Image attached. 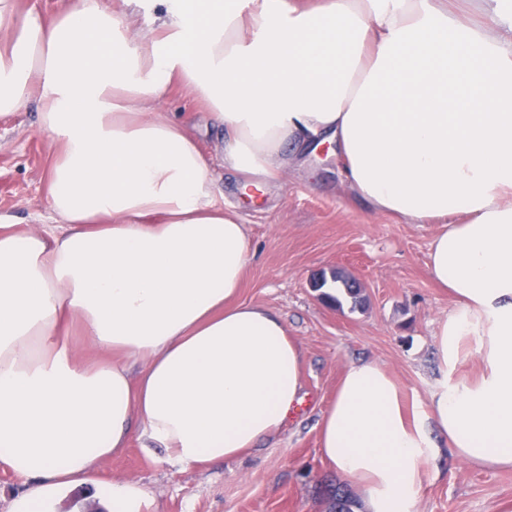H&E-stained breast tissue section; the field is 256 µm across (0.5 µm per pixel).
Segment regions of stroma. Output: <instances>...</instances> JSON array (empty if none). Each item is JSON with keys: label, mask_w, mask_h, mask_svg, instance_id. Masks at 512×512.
<instances>
[{"label": "stroma", "mask_w": 512, "mask_h": 512, "mask_svg": "<svg viewBox=\"0 0 512 512\" xmlns=\"http://www.w3.org/2000/svg\"><path fill=\"white\" fill-rule=\"evenodd\" d=\"M155 109L194 131L216 160L224 128L201 98L175 83ZM50 151L37 101L0 119V216L14 230L44 229ZM215 177L225 211L247 226L250 258L238 299L280 317L302 346V401L275 436L239 458L185 466L137 430L101 471L143 488L150 512H328L323 489L343 477L320 451L318 423L346 368L381 365L406 403L420 408L444 381L434 336L455 303L428 268L439 227L407 224L354 199L327 143L270 182L254 204L244 201L232 169L216 168ZM334 269L359 280L364 309L321 300L313 283ZM415 512H512V469H483L440 446Z\"/></svg>", "instance_id": "35a3bbf8"}]
</instances>
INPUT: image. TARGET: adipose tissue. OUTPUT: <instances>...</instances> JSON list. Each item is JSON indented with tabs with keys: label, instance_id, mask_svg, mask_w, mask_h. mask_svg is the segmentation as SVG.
<instances>
[{
	"label": "adipose tissue",
	"instance_id": "1",
	"mask_svg": "<svg viewBox=\"0 0 512 512\" xmlns=\"http://www.w3.org/2000/svg\"><path fill=\"white\" fill-rule=\"evenodd\" d=\"M155 2L171 19L159 35L106 0L51 22L0 0V118L37 97L57 146L52 229L0 231V467L24 482L10 512H55L87 484L112 512H147L144 489L99 470L134 424L178 463L208 464L271 438L300 400V345L234 301L245 225L195 134L151 113L174 79L223 124L222 162L245 188L281 176L285 146L329 141L373 211L446 221L429 268L457 308L436 353L456 367L474 337L482 376L410 411L381 366L347 368L320 447L367 512H414L440 438L512 468V0L477 23L448 0ZM71 322L107 360L76 359Z\"/></svg>",
	"mask_w": 512,
	"mask_h": 512
}]
</instances>
